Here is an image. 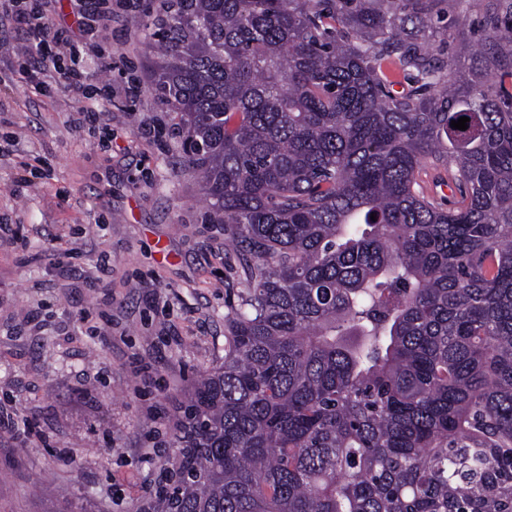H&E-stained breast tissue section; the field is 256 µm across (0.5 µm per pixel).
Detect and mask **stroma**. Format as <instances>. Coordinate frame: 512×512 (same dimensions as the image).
Instances as JSON below:
<instances>
[{"label":"stroma","mask_w":512,"mask_h":512,"mask_svg":"<svg viewBox=\"0 0 512 512\" xmlns=\"http://www.w3.org/2000/svg\"><path fill=\"white\" fill-rule=\"evenodd\" d=\"M489 0H449L435 50L467 60ZM165 0L113 24L111 134L74 125L59 86L38 95L18 72L22 44L0 19V512H51L39 486L93 512H143L173 450L180 403L220 364L228 321L253 288L231 231L205 222L182 173L175 113L156 91ZM140 83V95L124 89ZM26 183H18V175ZM111 258L101 274L96 260Z\"/></svg>","instance_id":"obj_1"}]
</instances>
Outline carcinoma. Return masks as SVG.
Returning a JSON list of instances; mask_svg holds the SVG:
<instances>
[{
	"instance_id": "carcinoma-1",
	"label": "carcinoma",
	"mask_w": 512,
	"mask_h": 512,
	"mask_svg": "<svg viewBox=\"0 0 512 512\" xmlns=\"http://www.w3.org/2000/svg\"><path fill=\"white\" fill-rule=\"evenodd\" d=\"M174 2L156 90L255 288L148 512H512V0L464 80L448 0Z\"/></svg>"
}]
</instances>
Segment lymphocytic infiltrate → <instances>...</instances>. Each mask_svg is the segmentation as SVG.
I'll return each instance as SVG.
<instances>
[{
	"label": "lymphocytic infiltrate",
	"mask_w": 512,
	"mask_h": 512,
	"mask_svg": "<svg viewBox=\"0 0 512 512\" xmlns=\"http://www.w3.org/2000/svg\"><path fill=\"white\" fill-rule=\"evenodd\" d=\"M75 27H59L29 6L28 0H0V17H10L25 45L23 76L34 89L46 91L44 78L54 72L66 91L82 102V113L91 122H104L105 115L89 106V73L80 58L81 47L102 40L113 22L133 11V0H78Z\"/></svg>",
	"instance_id": "1"
}]
</instances>
